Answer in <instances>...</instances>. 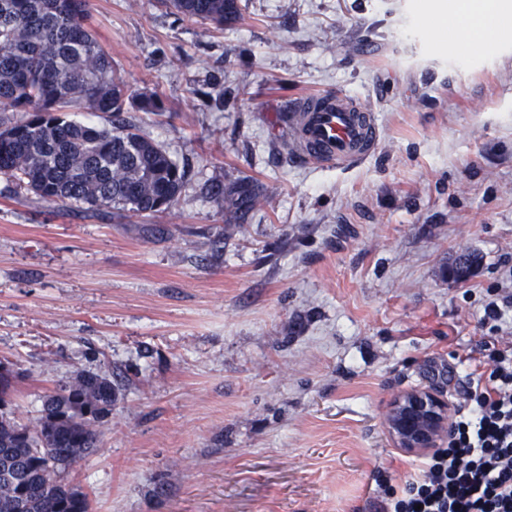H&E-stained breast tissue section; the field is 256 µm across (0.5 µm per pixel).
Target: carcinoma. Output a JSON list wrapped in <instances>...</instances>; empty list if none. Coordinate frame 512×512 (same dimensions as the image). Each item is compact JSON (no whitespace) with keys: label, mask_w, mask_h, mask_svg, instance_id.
<instances>
[{"label":"carcinoma","mask_w":512,"mask_h":512,"mask_svg":"<svg viewBox=\"0 0 512 512\" xmlns=\"http://www.w3.org/2000/svg\"><path fill=\"white\" fill-rule=\"evenodd\" d=\"M176 14L218 25L238 0H168ZM92 0H0V174L44 201L137 215L168 209L189 171L122 118L132 98L89 24ZM112 116L90 126L74 107ZM211 197L237 209L257 197L243 181ZM125 388L119 374L80 371L48 394L27 425L0 389V512H90L87 493L61 473L98 448L100 427Z\"/></svg>","instance_id":"carcinoma-1"}]
</instances>
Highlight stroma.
I'll return each instance as SVG.
<instances>
[{"label": "stroma", "mask_w": 512, "mask_h": 512, "mask_svg": "<svg viewBox=\"0 0 512 512\" xmlns=\"http://www.w3.org/2000/svg\"><path fill=\"white\" fill-rule=\"evenodd\" d=\"M417 0H239L217 26L166 0H93L131 92L125 118L187 164L150 216L50 204L0 177V360L33 421L74 371L129 384L67 475L92 512H375V473L421 456L393 396L450 406L475 367L482 299L512 254V46L431 44ZM340 91L375 110L359 166L289 155L288 105ZM250 178L253 205L206 194ZM480 262L456 281L458 250Z\"/></svg>", "instance_id": "35a3bbf8"}]
</instances>
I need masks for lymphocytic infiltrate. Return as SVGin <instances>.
<instances>
[{
	"label": "lymphocytic infiltrate",
	"mask_w": 512,
	"mask_h": 512,
	"mask_svg": "<svg viewBox=\"0 0 512 512\" xmlns=\"http://www.w3.org/2000/svg\"><path fill=\"white\" fill-rule=\"evenodd\" d=\"M481 323L493 369L471 381L447 447L403 483L377 474L379 512H512V271L489 289Z\"/></svg>",
	"instance_id": "f902f5d3"
}]
</instances>
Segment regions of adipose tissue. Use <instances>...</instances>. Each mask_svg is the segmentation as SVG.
<instances>
[{
    "mask_svg": "<svg viewBox=\"0 0 512 512\" xmlns=\"http://www.w3.org/2000/svg\"><path fill=\"white\" fill-rule=\"evenodd\" d=\"M418 13L426 18L430 36L448 41L460 53L478 47L489 29L501 42L512 41V0H465L455 11L444 0H420Z\"/></svg>",
    "mask_w": 512,
    "mask_h": 512,
    "instance_id": "ef3b65f1",
    "label": "adipose tissue"
}]
</instances>
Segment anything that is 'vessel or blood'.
<instances>
[{
    "label": "vessel or blood",
    "mask_w": 512,
    "mask_h": 512,
    "mask_svg": "<svg viewBox=\"0 0 512 512\" xmlns=\"http://www.w3.org/2000/svg\"><path fill=\"white\" fill-rule=\"evenodd\" d=\"M292 153L339 167H353L374 150L380 127L371 109L336 92L298 98L290 106Z\"/></svg>",
    "instance_id": "vessel-or-blood-1"
}]
</instances>
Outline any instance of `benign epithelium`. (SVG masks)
<instances>
[{"mask_svg":"<svg viewBox=\"0 0 512 512\" xmlns=\"http://www.w3.org/2000/svg\"><path fill=\"white\" fill-rule=\"evenodd\" d=\"M387 432L396 447L424 452L440 447L449 434V408L432 389L396 395L385 417Z\"/></svg>","mask_w":512,"mask_h":512,"instance_id":"1","label":"benign epithelium"}]
</instances>
